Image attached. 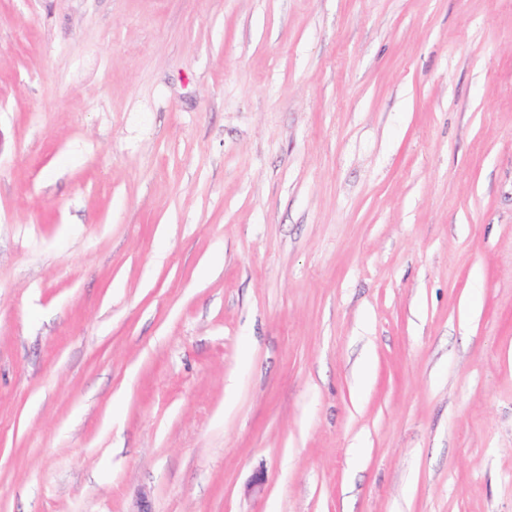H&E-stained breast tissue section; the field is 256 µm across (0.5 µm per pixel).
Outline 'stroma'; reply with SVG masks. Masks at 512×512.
Wrapping results in <instances>:
<instances>
[{
	"label": "stroma",
	"mask_w": 512,
	"mask_h": 512,
	"mask_svg": "<svg viewBox=\"0 0 512 512\" xmlns=\"http://www.w3.org/2000/svg\"><path fill=\"white\" fill-rule=\"evenodd\" d=\"M0 512H512V0H0Z\"/></svg>",
	"instance_id": "1"
}]
</instances>
